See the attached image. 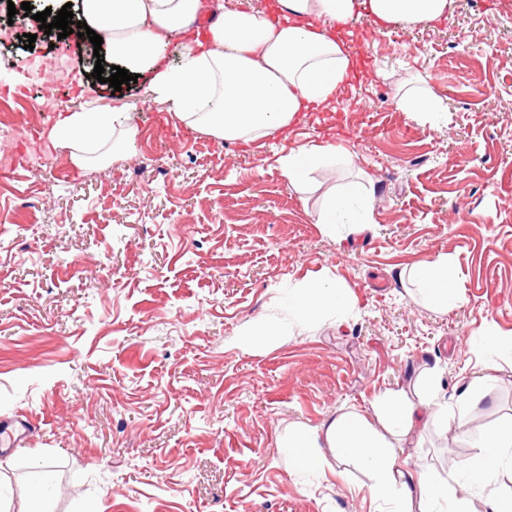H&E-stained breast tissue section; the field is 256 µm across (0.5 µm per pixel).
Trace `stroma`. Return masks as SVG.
<instances>
[{
	"label": "stroma",
	"mask_w": 512,
	"mask_h": 512,
	"mask_svg": "<svg viewBox=\"0 0 512 512\" xmlns=\"http://www.w3.org/2000/svg\"><path fill=\"white\" fill-rule=\"evenodd\" d=\"M359 22L371 54L337 111L252 144L190 129L148 100V74L113 92L79 51L67 106L125 103L133 148L75 167L48 137L57 111L0 133V423L29 429L5 469L13 512L45 463L48 512H378L359 463L330 453L299 473L282 441L426 377L452 405L488 375L448 429L397 444L400 465L453 489L481 437L512 421V354L481 348L512 336V0H454L440 22L383 31ZM13 27L0 79L67 45L36 20ZM418 74L448 107L437 121L397 106ZM325 144L344 156L290 186L283 157ZM350 183L372 193L363 233L321 222ZM442 256L464 296L445 312L406 278ZM320 278L348 288V309L289 320V290ZM267 325L276 335L243 346Z\"/></svg>",
	"instance_id": "35a3bbf8"
}]
</instances>
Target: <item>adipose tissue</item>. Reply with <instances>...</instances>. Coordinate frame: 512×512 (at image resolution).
Returning <instances> with one entry per match:
<instances>
[{
	"instance_id": "1",
	"label": "adipose tissue",
	"mask_w": 512,
	"mask_h": 512,
	"mask_svg": "<svg viewBox=\"0 0 512 512\" xmlns=\"http://www.w3.org/2000/svg\"><path fill=\"white\" fill-rule=\"evenodd\" d=\"M454 0H278L288 19L272 22L263 12L229 7L224 0H79L81 18L100 35L109 55L134 73L147 70L148 99L174 112L192 129L227 140L255 142L287 129L317 110L333 108L351 69V55L336 29L365 14L379 27L436 22L447 18ZM204 31L188 36L199 15ZM182 36L181 62L163 65L165 49ZM122 108L72 109L52 129L57 142L69 143L72 161H88L119 150L115 136ZM367 191L345 188L333 195L324 223L368 228ZM420 296L432 307L458 306L463 296L447 259L424 260L413 269ZM349 303L347 289L328 278L295 288L288 314L298 321L340 314ZM378 420L370 425L354 409L339 412L317 432L290 435L283 448L305 469L323 465L322 449L353 456L373 474L370 494L391 500L394 512H465V492L449 493L440 472L422 466L401 469L393 440L414 432L422 411L434 410L441 427L454 415L438 405V389L427 383L409 398L389 389L372 404ZM512 468V423L489 431L470 460L480 484L493 483Z\"/></svg>"
}]
</instances>
